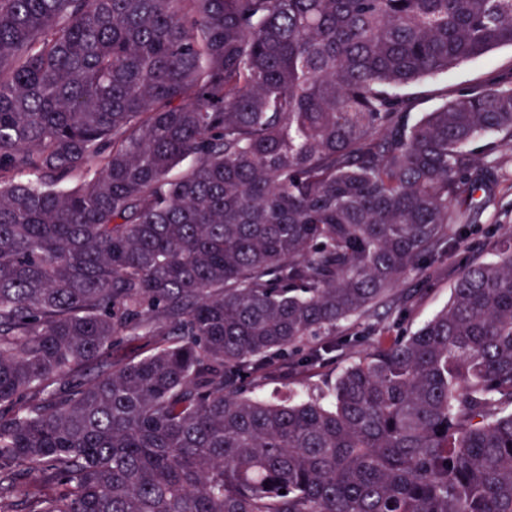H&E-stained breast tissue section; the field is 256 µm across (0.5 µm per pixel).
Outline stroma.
<instances>
[{
  "label": "stroma",
  "mask_w": 512,
  "mask_h": 512,
  "mask_svg": "<svg viewBox=\"0 0 512 512\" xmlns=\"http://www.w3.org/2000/svg\"><path fill=\"white\" fill-rule=\"evenodd\" d=\"M512 67V46H503L475 58L447 73L422 80L410 86L416 96L417 112L438 107L445 91L464 89L488 82L501 70ZM475 232L452 256L437 263L433 275L411 274L398 285L395 294L406 297L401 306L385 305L373 312L344 323L336 331L339 347L324 353L320 360L304 368H286L282 378L265 381L264 395L288 388L301 392L333 380L348 362L352 353L370 349L374 342L387 343L403 332L416 330L425 320L439 311L448 301L450 288L463 263L477 259L487 240L512 230V159H505L497 172L495 196L487 206L477 210L472 218Z\"/></svg>",
  "instance_id": "obj_1"
}]
</instances>
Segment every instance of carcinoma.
I'll list each match as a JSON object with an SVG mask.
<instances>
[{
  "instance_id": "1",
  "label": "carcinoma",
  "mask_w": 512,
  "mask_h": 512,
  "mask_svg": "<svg viewBox=\"0 0 512 512\" xmlns=\"http://www.w3.org/2000/svg\"><path fill=\"white\" fill-rule=\"evenodd\" d=\"M505 45L512 0H0V512H512L511 232L258 393L468 237L512 68L404 89ZM512 67V46H503L488 54L475 58L447 73L422 80L408 87L405 92L417 97V106L412 112L417 117L440 105L441 95L448 89V95L458 89L476 86L488 82L501 70ZM472 227L477 232L469 236L451 257L436 263L433 275H416L404 278L395 291V297L411 295V300L401 306L385 305L360 318L344 323L336 330V342L344 346L332 348L311 366L283 371V379L263 383V394L270 396L284 386L292 392H301L333 380L349 361L353 352L360 355L370 349L375 341L388 343L401 332L415 331L425 320L439 311L447 302L450 288L457 279L462 264L480 255L481 245L495 239L505 230H512V159L506 156L497 172L495 197L487 206L473 214ZM149 349L143 339H125L120 344L112 347L107 358L113 362L127 361L148 354Z\"/></svg>"
}]
</instances>
